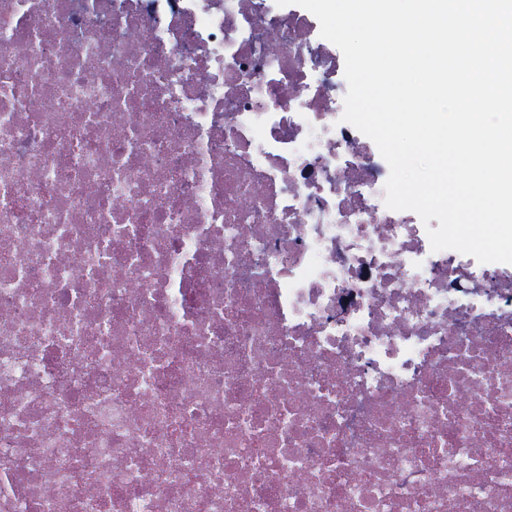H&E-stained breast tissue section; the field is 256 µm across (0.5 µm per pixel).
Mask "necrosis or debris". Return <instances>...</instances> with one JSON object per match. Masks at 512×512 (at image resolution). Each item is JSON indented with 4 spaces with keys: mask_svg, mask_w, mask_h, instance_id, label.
Returning a JSON list of instances; mask_svg holds the SVG:
<instances>
[{
    "mask_svg": "<svg viewBox=\"0 0 512 512\" xmlns=\"http://www.w3.org/2000/svg\"><path fill=\"white\" fill-rule=\"evenodd\" d=\"M346 92L276 0H0V512H512V266Z\"/></svg>",
    "mask_w": 512,
    "mask_h": 512,
    "instance_id": "1",
    "label": "necrosis or debris"
}]
</instances>
